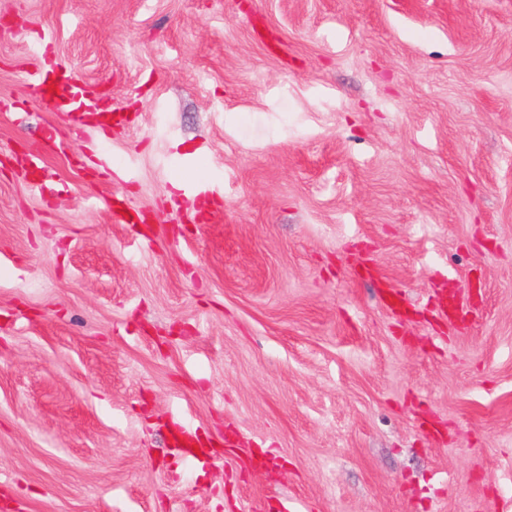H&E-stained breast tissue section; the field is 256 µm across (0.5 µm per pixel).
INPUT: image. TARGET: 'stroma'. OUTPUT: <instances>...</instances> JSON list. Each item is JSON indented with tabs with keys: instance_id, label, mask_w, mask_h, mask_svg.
Returning <instances> with one entry per match:
<instances>
[{
	"instance_id": "1",
	"label": "stroma",
	"mask_w": 512,
	"mask_h": 512,
	"mask_svg": "<svg viewBox=\"0 0 512 512\" xmlns=\"http://www.w3.org/2000/svg\"><path fill=\"white\" fill-rule=\"evenodd\" d=\"M0 512H512V0H0ZM51 74V79L42 74L37 75L40 90L44 96L53 97L49 87L55 83L66 84L70 91V102L68 104L74 106L73 109L67 110V112H69V116L74 123L82 122L83 112H94L99 108V104L93 98L89 88L80 80L78 74L72 68L63 63H56L52 66Z\"/></svg>"
}]
</instances>
